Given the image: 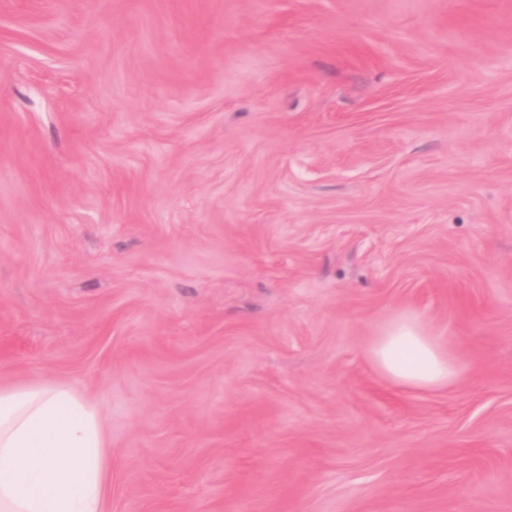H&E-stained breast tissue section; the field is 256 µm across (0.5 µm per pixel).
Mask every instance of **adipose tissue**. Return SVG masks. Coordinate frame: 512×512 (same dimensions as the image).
Listing matches in <instances>:
<instances>
[{
  "label": "adipose tissue",
  "mask_w": 512,
  "mask_h": 512,
  "mask_svg": "<svg viewBox=\"0 0 512 512\" xmlns=\"http://www.w3.org/2000/svg\"><path fill=\"white\" fill-rule=\"evenodd\" d=\"M370 355L406 389L438 390L458 374L413 316L388 325ZM105 448L97 407L71 388L0 387V512H106Z\"/></svg>",
  "instance_id": "ef3b65f1"
}]
</instances>
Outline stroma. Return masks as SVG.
Listing matches in <instances>:
<instances>
[{"label":"stroma","mask_w":512,"mask_h":512,"mask_svg":"<svg viewBox=\"0 0 512 512\" xmlns=\"http://www.w3.org/2000/svg\"><path fill=\"white\" fill-rule=\"evenodd\" d=\"M417 316L458 365L373 364ZM107 512H512V0H0V387ZM377 369L396 385L429 391L447 387L458 365L435 336H428L415 316H402L370 346Z\"/></svg>","instance_id":"35a3bbf8"}]
</instances>
